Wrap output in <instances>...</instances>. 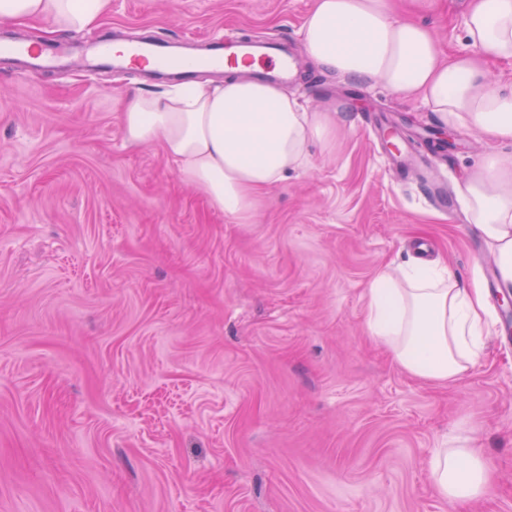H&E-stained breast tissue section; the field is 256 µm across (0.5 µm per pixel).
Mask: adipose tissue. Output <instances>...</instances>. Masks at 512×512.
Masks as SVG:
<instances>
[{"label": "adipose tissue", "mask_w": 512, "mask_h": 512, "mask_svg": "<svg viewBox=\"0 0 512 512\" xmlns=\"http://www.w3.org/2000/svg\"><path fill=\"white\" fill-rule=\"evenodd\" d=\"M111 0H0V19L51 21L82 31ZM469 53L442 58L427 25L396 16L388 0H315L302 24L303 47L320 68L355 82L376 81L426 102L439 121L482 131L495 149L468 169L456 195L466 221L485 239L499 286L512 289V83H493L488 63L512 61V0H466ZM130 145L158 143L184 182L212 205L249 216L258 197L305 169L312 143L336 137L334 112L311 111L279 86L230 77L158 95H134L120 115ZM366 327L409 375L429 384L461 377L492 334L481 282L459 287L442 260L379 267L366 288ZM437 491L453 501L485 494L489 463L474 448H440L431 458Z\"/></svg>", "instance_id": "ef3b65f1"}]
</instances>
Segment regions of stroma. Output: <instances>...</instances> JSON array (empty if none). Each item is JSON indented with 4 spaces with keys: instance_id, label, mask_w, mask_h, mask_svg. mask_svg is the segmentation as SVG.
<instances>
[{
    "instance_id": "35a3bbf8",
    "label": "stroma",
    "mask_w": 512,
    "mask_h": 512,
    "mask_svg": "<svg viewBox=\"0 0 512 512\" xmlns=\"http://www.w3.org/2000/svg\"><path fill=\"white\" fill-rule=\"evenodd\" d=\"M465 0H393L467 51ZM314 0H112L93 31L0 21L67 53L89 35L169 41L234 27L293 44L289 93L337 112L236 219L187 186L158 145L130 146L121 101L165 84L134 70L0 53V512H512V303L462 379L431 385L366 332L365 288L417 242L460 285L495 262L454 197L432 203L389 171L415 151L448 183L486 151L455 132L428 149L434 112L305 54ZM438 448H481L491 489H433Z\"/></svg>"
}]
</instances>
